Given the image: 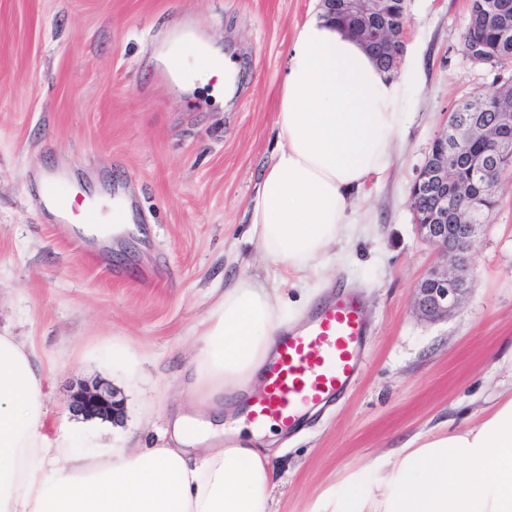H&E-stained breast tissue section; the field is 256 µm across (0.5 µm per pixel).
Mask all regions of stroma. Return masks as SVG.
<instances>
[{
    "instance_id": "stroma-1",
    "label": "stroma",
    "mask_w": 512,
    "mask_h": 512,
    "mask_svg": "<svg viewBox=\"0 0 512 512\" xmlns=\"http://www.w3.org/2000/svg\"><path fill=\"white\" fill-rule=\"evenodd\" d=\"M318 0H0V331L51 374L47 433L90 453L148 444L187 388L189 358L217 288L269 261L247 231L256 183L279 140L288 48ZM400 68L416 73L387 171L360 191L359 238L336 247L333 285L356 289L371 324L347 395L283 430L273 512H309L329 484L438 425H473L512 396V172L470 256L472 291L428 321L415 289L442 268L421 239L411 186L448 114L512 82V63L462 48L469 0H405ZM237 61L231 101L159 79L174 25ZM73 173L72 192L134 194L130 224L94 257L39 205L36 171ZM125 278L116 280L114 267ZM82 381L112 387L119 420L68 410Z\"/></svg>"
}]
</instances>
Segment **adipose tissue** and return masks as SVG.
<instances>
[{
	"instance_id": "1",
	"label": "adipose tissue",
	"mask_w": 512,
	"mask_h": 512,
	"mask_svg": "<svg viewBox=\"0 0 512 512\" xmlns=\"http://www.w3.org/2000/svg\"><path fill=\"white\" fill-rule=\"evenodd\" d=\"M414 81L380 67L342 25L298 28L280 85L279 145L264 167L247 234L273 278L314 276L321 295L355 193L388 167ZM302 309L242 276L221 289L190 360L188 412L150 448L105 456L46 432L49 373L31 345L0 332V512H270L278 483L268 427L225 428L224 397L252 394L278 336ZM311 512H512V398L478 424L409 437L325 490Z\"/></svg>"
}]
</instances>
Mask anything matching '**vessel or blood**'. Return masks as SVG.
<instances>
[{"mask_svg":"<svg viewBox=\"0 0 512 512\" xmlns=\"http://www.w3.org/2000/svg\"><path fill=\"white\" fill-rule=\"evenodd\" d=\"M215 64L201 47L188 59L169 54L165 71L175 83L185 84L195 70ZM42 194L54 206L60 219L58 229L63 233L72 224L124 223L133 208L128 199L117 194L112 195L108 207L92 203L75 208L67 199L61 176L46 180ZM368 334L357 294L343 291L329 297L299 327L281 337L274 359L264 370V389L249 401L250 422L294 427L302 421L305 410L346 392L363 372Z\"/></svg>","mask_w":512,"mask_h":512,"instance_id":"b4317fda","label":"vessel or blood"}]
</instances>
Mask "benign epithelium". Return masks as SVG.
I'll return each mask as SVG.
<instances>
[{"label":"benign epithelium","instance_id":"obj_1","mask_svg":"<svg viewBox=\"0 0 512 512\" xmlns=\"http://www.w3.org/2000/svg\"><path fill=\"white\" fill-rule=\"evenodd\" d=\"M327 12L343 14L357 21L355 35L373 52L387 53L389 69H397L404 51L403 33L391 23L397 0H321ZM505 5L490 0L479 14L468 19L467 27L498 25L508 27ZM512 133V91L495 90L494 112L489 121H479L472 112H451L447 125L435 139L436 147L413 183L410 195L414 221L419 233L437 246L449 270L429 271L416 288L415 307L425 318L437 319L456 310L472 291L468 254L474 247L481 225L448 223V193L465 197L473 192L496 193L502 170L512 164V152L503 148L476 157L470 153L478 140L501 139ZM69 411L85 418L117 420L123 404L113 390L99 385H81L70 396Z\"/></svg>","mask_w":512,"mask_h":512}]
</instances>
